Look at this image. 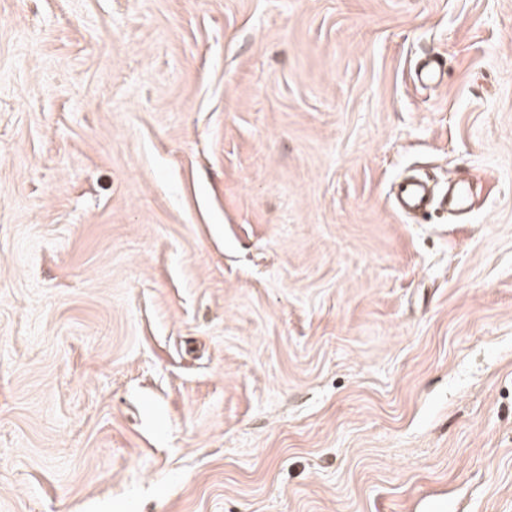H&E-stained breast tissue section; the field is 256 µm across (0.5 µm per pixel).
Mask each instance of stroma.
Returning <instances> with one entry per match:
<instances>
[{"label": "stroma", "instance_id": "1", "mask_svg": "<svg viewBox=\"0 0 512 512\" xmlns=\"http://www.w3.org/2000/svg\"><path fill=\"white\" fill-rule=\"evenodd\" d=\"M0 512H512V0H0ZM398 208L401 211L425 214L429 209L447 204V198L442 202L433 194L427 180H408L398 186L396 194Z\"/></svg>", "mask_w": 512, "mask_h": 512}]
</instances>
